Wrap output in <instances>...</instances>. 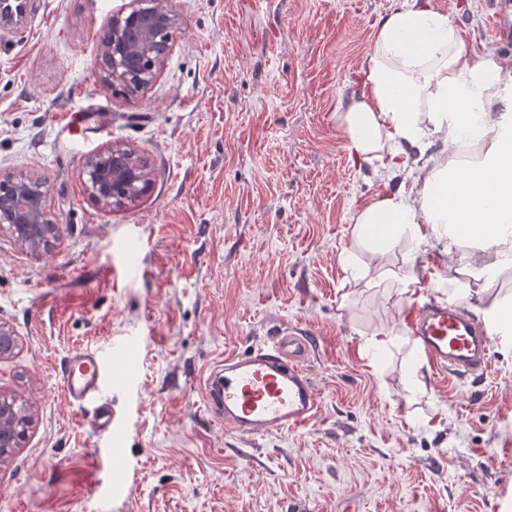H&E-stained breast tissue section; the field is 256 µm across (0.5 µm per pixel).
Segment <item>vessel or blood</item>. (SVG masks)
<instances>
[{
    "label": "vessel or blood",
    "instance_id": "1",
    "mask_svg": "<svg viewBox=\"0 0 512 512\" xmlns=\"http://www.w3.org/2000/svg\"><path fill=\"white\" fill-rule=\"evenodd\" d=\"M405 326L437 374L485 372L490 336L477 321L449 306H426L409 313ZM306 336L291 328L255 344L243 354L224 357L203 377L208 408L233 432L260 439L274 431L308 429L320 411L317 390L305 359ZM112 371L103 353L73 350L62 375V391L75 405H93L91 425L112 430V410L101 393Z\"/></svg>",
    "mask_w": 512,
    "mask_h": 512
}]
</instances>
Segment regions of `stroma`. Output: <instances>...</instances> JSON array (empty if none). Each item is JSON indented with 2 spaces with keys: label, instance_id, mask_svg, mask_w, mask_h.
I'll return each instance as SVG.
<instances>
[{
  "label": "stroma",
  "instance_id": "stroma-1",
  "mask_svg": "<svg viewBox=\"0 0 512 512\" xmlns=\"http://www.w3.org/2000/svg\"><path fill=\"white\" fill-rule=\"evenodd\" d=\"M466 47L512 63V0H430ZM399 0H174L180 30L156 82L129 101L92 46L125 0H49L0 29V167L46 176L63 234L35 256L0 232V395L33 422L0 464V512H512V341L493 336L479 379L438 377L402 313L447 302L459 259L430 240L422 286L366 285L350 222L382 187L351 163L336 107L359 88L373 28ZM99 112L112 134L59 133ZM154 182L106 210L80 178L110 142ZM290 326L310 337L320 396L310 428L262 440L207 415L202 377ZM393 337L375 352L380 330ZM111 353L108 434L70 404L68 354Z\"/></svg>",
  "mask_w": 512,
  "mask_h": 512
}]
</instances>
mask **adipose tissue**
Masks as SVG:
<instances>
[{"mask_svg": "<svg viewBox=\"0 0 512 512\" xmlns=\"http://www.w3.org/2000/svg\"><path fill=\"white\" fill-rule=\"evenodd\" d=\"M362 89L336 108V129L352 162H379V176L407 172L409 185L375 196L352 217L360 278L403 290L414 272L380 264L402 239L431 238L448 253L469 251L458 269L496 335L512 338V293L498 294L512 272V65L494 52L466 49L460 29L429 0H401L373 32L361 67ZM375 264H358V254Z\"/></svg>", "mask_w": 512, "mask_h": 512, "instance_id": "ef3b65f1", "label": "adipose tissue"}]
</instances>
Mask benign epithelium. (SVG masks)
<instances>
[{
  "instance_id": "benign-epithelium-1",
  "label": "benign epithelium",
  "mask_w": 512,
  "mask_h": 512,
  "mask_svg": "<svg viewBox=\"0 0 512 512\" xmlns=\"http://www.w3.org/2000/svg\"><path fill=\"white\" fill-rule=\"evenodd\" d=\"M180 26L171 0H126L102 25L93 45L103 81L122 86L131 99H138L156 82ZM152 176L136 150L120 143L88 156L82 169L86 190L104 209L137 203ZM0 224L8 225L14 245L26 253L39 256L54 248L62 227L48 205L45 176L0 170ZM17 346L16 333L0 324V358ZM23 419L32 423L30 411L0 396V463L20 447L17 427Z\"/></svg>"
}]
</instances>
